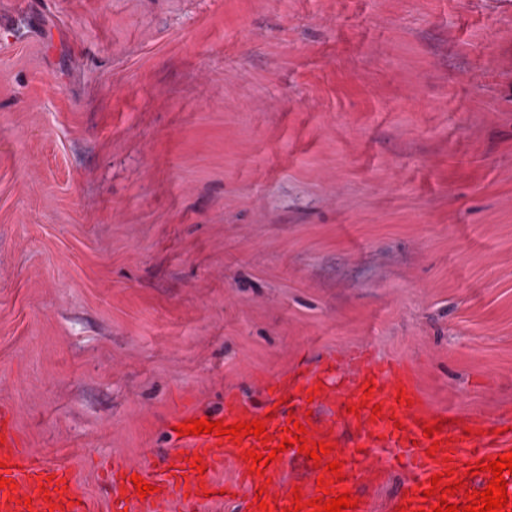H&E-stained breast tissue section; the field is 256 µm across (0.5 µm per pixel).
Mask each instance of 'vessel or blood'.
Masks as SVG:
<instances>
[{
	"label": "vessel or blood",
	"instance_id": "b4317fda",
	"mask_svg": "<svg viewBox=\"0 0 512 512\" xmlns=\"http://www.w3.org/2000/svg\"><path fill=\"white\" fill-rule=\"evenodd\" d=\"M401 393L407 398L403 405L397 401ZM357 403L363 406L361 413H350V406ZM376 403L382 407L378 416L371 410ZM219 418L226 425L263 423L269 439L263 442L249 435L234 443L214 433L183 434L156 473L125 462L111 463L106 485L112 494V512H202L207 505L236 500L243 501L245 512H260L262 501L268 503L269 512H286L296 489L304 502L302 512H317L309 502L324 492L336 496L355 481L373 482L402 468L408 475L392 507L407 503L413 512H428L438 503L437 498L422 496L431 475L450 470L467 488L482 490L492 475L469 474V464L512 452V425L499 433L494 424L481 418L444 425L442 444L432 448L423 427L434 424L441 415L421 402L410 370L361 352L316 369L310 368L307 360H299L287 375L267 382L264 401L258 406L225 394ZM296 422L304 425L306 442L331 446V453L321 457L322 467H314L308 454L291 447L280 451L263 475L251 473L252 462L245 459V452L255 449L270 454L286 439V427ZM344 429L352 432L350 442L339 437ZM197 461L202 464L198 470L193 467ZM330 461L342 463L343 479L327 473L324 465ZM362 461L367 464L363 470L358 467ZM228 463L235 469L234 480L218 481V473ZM296 464L308 474L288 480L287 470ZM136 475L154 485L155 493L140 497L132 482ZM0 476L14 484L13 489H0V512H89L72 472L32 452L21 439L11 410L5 407L0 408ZM321 478L326 487L318 486Z\"/></svg>",
	"mask_w": 512,
	"mask_h": 512
}]
</instances>
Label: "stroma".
I'll return each instance as SVG.
<instances>
[{
    "instance_id": "stroma-1",
    "label": "stroma",
    "mask_w": 512,
    "mask_h": 512,
    "mask_svg": "<svg viewBox=\"0 0 512 512\" xmlns=\"http://www.w3.org/2000/svg\"><path fill=\"white\" fill-rule=\"evenodd\" d=\"M356 348L512 420V0H0V406L91 512Z\"/></svg>"
}]
</instances>
